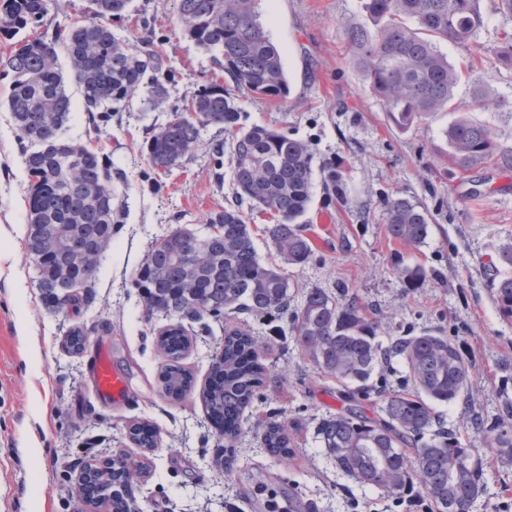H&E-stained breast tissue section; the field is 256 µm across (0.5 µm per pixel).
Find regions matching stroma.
Masks as SVG:
<instances>
[{"mask_svg":"<svg viewBox=\"0 0 512 512\" xmlns=\"http://www.w3.org/2000/svg\"><path fill=\"white\" fill-rule=\"evenodd\" d=\"M359 0H261L272 41L282 53L290 92L277 102L242 96L243 124L266 123L311 143L316 162H335L346 175V203L327 202L315 184L305 216L307 237L321 238L308 263L286 267L295 293L347 287L376 311L380 341L410 330L460 337L471 361L469 403L435 406L462 445L479 449L490 465L486 505L475 512H512V466H501L486 431L474 417L492 421L512 409V319L497 310L489 269L500 248L512 243V172L484 164L459 170L448 159L443 131L467 113L505 131L512 149V64L498 61L512 18L494 0H480L483 25L466 45L440 42L449 62L482 58L455 90L457 112H437L404 127L393 123L383 101L363 82L347 50L345 28L360 21ZM114 30L160 45L164 69L172 70L165 109L134 101L95 133L82 108L68 58L60 65L74 113L66 139L112 160L113 205L124 213L80 312L48 308L36 286L26 251L28 176L11 117L1 101L8 81L0 77V512H81L77 473L91 457L139 458L128 425L149 422L157 446L150 471L135 485L139 512H269V498L292 494L300 512H405L392 498L364 487L329 462L316 438L323 417L343 406L341 387L324 374L293 336H278L290 315L258 318L239 314L237 325L263 336L258 360L269 375L243 415L230 469L213 461L222 441L201 397L210 368L222 350L220 323L183 319L192 339L181 364L193 378L185 397L162 391V361L155 339L167 324L148 317L131 281L156 236L174 226L201 229L211 213L234 198L230 167L215 169L207 148L163 174L140 153L154 125L166 122L186 99L212 82H225L223 68L180 34L175 0H133L128 18ZM490 89L496 111L472 103L473 91ZM412 197L433 216L419 248L389 241L380 199ZM420 265L432 280L405 288L401 271ZM85 350L66 347L74 328ZM107 349L127 380L118 405L96 400L91 363ZM294 422L297 453L279 463L263 446L267 425Z\"/></svg>","mask_w":512,"mask_h":512,"instance_id":"1","label":"stroma"}]
</instances>
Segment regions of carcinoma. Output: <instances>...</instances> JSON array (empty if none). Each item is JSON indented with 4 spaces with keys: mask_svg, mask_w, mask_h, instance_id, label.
<instances>
[{
    "mask_svg": "<svg viewBox=\"0 0 512 512\" xmlns=\"http://www.w3.org/2000/svg\"><path fill=\"white\" fill-rule=\"evenodd\" d=\"M94 18L57 25L26 39L0 56V74L10 79L5 103L29 177L26 250L36 270V286L46 306L58 311L79 309L95 287V276L112 242L121 212L112 206V161L105 154L74 142L58 141L72 119L59 63L64 48L81 89L84 112L97 128L112 120L140 95L159 108L168 88L158 73L159 53L141 48L112 31V20L128 16L132 0H94ZM261 0H176L182 35L199 48L222 56L224 73L233 88L255 97L287 98L288 78L279 48L261 20ZM368 23L349 24L350 60L362 81L381 98L400 126L452 107L463 68L448 62L437 42L465 45L483 23L479 0H362ZM46 0H3L0 34L14 36L44 26ZM239 98L232 88L212 83L192 95L182 112L155 128L143 151L149 165L164 173L182 165L202 146L203 134L219 126L227 135L232 156L235 203L209 218L210 232L199 235L177 227L155 239L133 284L148 314L216 321L239 313L256 317L288 313L290 283L280 268L262 261L252 225L242 204L266 213L264 233L286 265L299 266L311 257L300 219L312 201L316 175L328 193L344 199L345 175L334 164H314L311 145L268 124L240 123ZM448 156L463 170L493 163L512 171V150H501L502 134L467 116L445 130ZM388 238L416 248L429 234L427 210L406 197L383 199ZM74 239L87 253L72 257L59 245L60 234ZM433 277L417 265L402 273L413 288ZM490 284L499 313L512 318V244L503 247L492 266ZM379 322L366 304L342 287L333 295L308 291L294 316L292 332L301 348L325 374L346 388L341 412L323 419L317 436L327 458L355 482L400 497L417 488L438 512H471L488 494V465L474 448H463L457 437L434 428L433 405L468 400L470 360L456 336L426 331L418 336L377 340ZM224 347L212 362L219 386L202 390L209 413L224 420L227 442L236 439L243 410L263 387L267 370L258 362L259 337L224 324ZM190 346L186 329L171 325L160 332L155 352L165 368V392L178 398L191 377L181 367ZM406 368L407 387L387 392L377 418L362 410L359 397L372 386L376 370L392 360ZM292 423L269 424L264 447L279 459L294 454ZM498 460L512 463V427L494 422L487 427ZM132 441L141 448L156 446L146 422L130 426ZM117 470L91 473L80 487L92 502L113 490V512H134V500L117 487Z\"/></svg>",
    "mask_w": 512,
    "mask_h": 512,
    "instance_id": "obj_1",
    "label": "carcinoma"
}]
</instances>
